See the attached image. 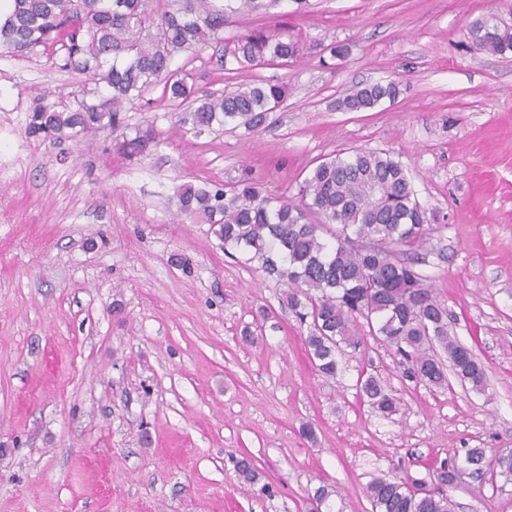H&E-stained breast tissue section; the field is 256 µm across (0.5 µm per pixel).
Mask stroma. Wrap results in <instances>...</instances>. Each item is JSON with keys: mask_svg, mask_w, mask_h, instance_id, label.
<instances>
[{"mask_svg": "<svg viewBox=\"0 0 512 512\" xmlns=\"http://www.w3.org/2000/svg\"><path fill=\"white\" fill-rule=\"evenodd\" d=\"M503 0H292L227 24L304 45L299 59L249 71L212 49L173 68L214 92L286 85L265 127L199 137L161 88L126 105L160 143L126 159L103 129L77 142L24 134L33 96L69 102L83 76L46 57L0 53V512H370L372 477L436 486L443 461L512 450V53L465 35ZM348 45L343 58L330 49ZM401 93L369 112L337 102L360 83ZM357 148L409 170L432 233L417 268L448 325L484 363L487 387L403 380L393 350L368 340L323 377L286 286L224 254L209 225L178 216L191 182L260 180L296 196L316 161ZM187 257L183 272L175 256ZM377 373L401 400L391 417L356 395ZM248 456L260 478L238 479ZM456 512H512V484L461 475Z\"/></svg>", "mask_w": 512, "mask_h": 512, "instance_id": "stroma-1", "label": "stroma"}]
</instances>
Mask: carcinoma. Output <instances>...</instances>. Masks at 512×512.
<instances>
[{"label":"carcinoma","mask_w":512,"mask_h":512,"mask_svg":"<svg viewBox=\"0 0 512 512\" xmlns=\"http://www.w3.org/2000/svg\"><path fill=\"white\" fill-rule=\"evenodd\" d=\"M281 0H13L0 25V47L17 58L45 56L54 67L86 77L70 104L33 98L24 133L60 142L109 126L127 158L157 146L153 127L127 136L123 104L163 84L162 97L182 106L177 123L196 137L214 126H263L283 101L278 83L244 84L215 94L171 68L174 56L224 45V64L238 70L302 56L303 45L253 29L223 43L224 26L238 15H264ZM472 46L512 52V32L495 13L466 26ZM400 85L366 83L341 101L346 112H367L394 100ZM179 210L208 224L224 253L255 262L288 284V308L309 326L305 343L318 372L334 377L339 356L365 345V336L401 357L402 377L432 389L448 386L446 366L475 391L486 387L483 364L450 332L448 307L416 270L429 240L426 210L402 163L381 149L360 148L316 164L299 184L297 200L273 197L240 180L224 187L183 184ZM315 215L321 223L314 224ZM330 238H325V235ZM372 241L382 243L377 250ZM356 394L382 416L399 410L379 375H358ZM464 462L476 473L512 481V451L488 459L469 448ZM371 512H454L453 500L414 479L377 477L366 487Z\"/></svg>","instance_id":"cac0c4a2"}]
</instances>
